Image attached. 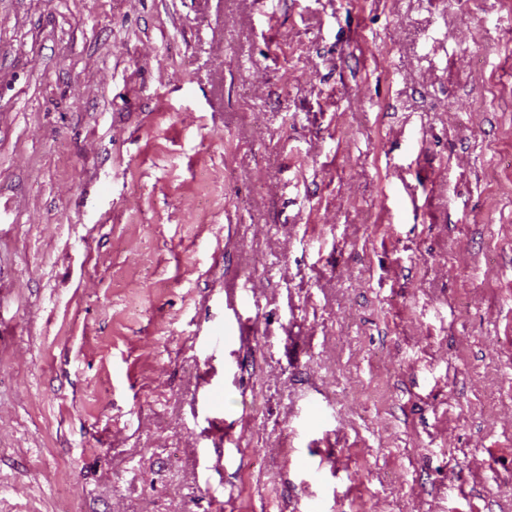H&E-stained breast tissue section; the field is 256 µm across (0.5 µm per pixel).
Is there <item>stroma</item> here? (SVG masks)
I'll return each instance as SVG.
<instances>
[{"mask_svg":"<svg viewBox=\"0 0 512 512\" xmlns=\"http://www.w3.org/2000/svg\"><path fill=\"white\" fill-rule=\"evenodd\" d=\"M0 512H512V0H0Z\"/></svg>","mask_w":512,"mask_h":512,"instance_id":"stroma-1","label":"stroma"}]
</instances>
